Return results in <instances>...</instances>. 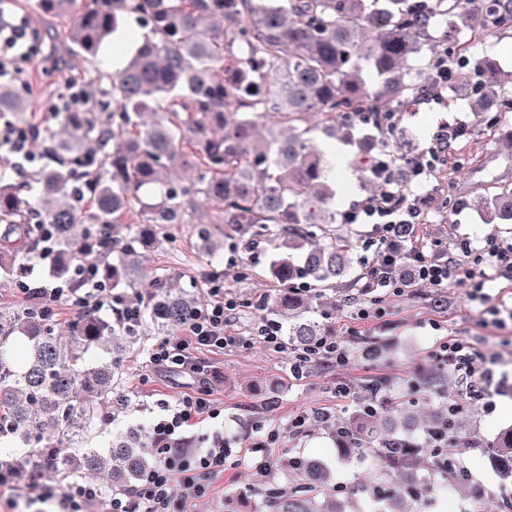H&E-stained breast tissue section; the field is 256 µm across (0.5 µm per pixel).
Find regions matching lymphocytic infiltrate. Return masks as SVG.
<instances>
[{
  "mask_svg": "<svg viewBox=\"0 0 512 512\" xmlns=\"http://www.w3.org/2000/svg\"><path fill=\"white\" fill-rule=\"evenodd\" d=\"M348 224H378L380 258L368 271V287L403 292L402 267H409L415 281L434 288L447 286L454 278L473 279L476 270L489 272L491 278L512 281V243L488 241L479 250L461 243L462 258L434 257L423 249L408 245L399 228L404 224L423 221L421 211L405 198L387 192L370 198L344 212ZM84 284L81 295H73L71 288L59 282L54 274L41 275L30 281H18L16 290L23 300L41 303L45 315H54L62 304L75 302L94 312L114 310L119 301L111 289L94 279V267L87 264L79 272ZM206 284L210 302L199 309L186 325L181 338L164 337L150 347L149 364L160 370L177 369L194 379V387L175 402H161V416L150 428L147 445L155 457V464L138 482L127 490L104 495L91 483L58 485L47 482L38 485L37 499L55 504L60 512H86L96 507L97 512H195L197 499L209 496L216 480L223 475L227 458L233 453L232 444L224 437V426L219 418L224 412L212 397L206 355L215 354L229 346L243 344L244 338L232 327L231 317L237 301L225 293L221 273L207 275ZM431 360L453 365L460 371L463 382L473 385L475 379L488 380L493 375L492 361L474 351L464 339L452 336L429 351ZM329 421V412L317 415L297 414L287 426L260 418L251 429L264 438L268 448L279 447L288 437L306 433L312 419ZM212 420L213 428L199 437L189 436L188 427L204 420Z\"/></svg>",
  "mask_w": 512,
  "mask_h": 512,
  "instance_id": "f902f5d3",
  "label": "lymphocytic infiltrate"
}]
</instances>
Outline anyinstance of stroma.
<instances>
[{
  "label": "stroma",
  "mask_w": 512,
  "mask_h": 512,
  "mask_svg": "<svg viewBox=\"0 0 512 512\" xmlns=\"http://www.w3.org/2000/svg\"><path fill=\"white\" fill-rule=\"evenodd\" d=\"M0 8L28 22L30 50L26 57L15 60L10 78L39 117L53 111L69 84L84 83L98 65L114 71L131 50L123 36H116L111 50L105 51L96 64L69 49L64 18L37 11L33 0H0ZM400 123L426 147L434 145L441 125L459 123L466 128L465 136L452 142L447 157L440 162L439 175L412 185L409 200L425 218L424 223L413 227L412 245L423 246L431 254L446 252L457 258L461 255L458 244L463 240L475 249L490 238L512 241V224L484 223L481 204L483 196L512 188V155L499 147L501 134L512 131V112L494 131L487 130L482 114L470 111L464 101L418 105L414 111L401 114ZM213 215V210L203 205L188 216L186 223L157 225L158 242L146 253L147 270L169 273L174 290L196 295L203 305L209 297L202 275L223 272L225 290L238 302L234 328L250 339L247 345L229 347L209 357L215 373L213 394L224 406V433L247 440L248 446L228 459L212 495L199 500V512H223L231 497L240 500L239 512H260L259 489L274 487L289 494L299 486L290 466L295 457L323 460L332 473L331 494L351 498L352 512H367L369 497L358 486L374 478L376 459L369 451L341 458L334 442L336 427H352L356 403L369 380L385 379L386 394L393 397L406 390L402 365L415 367L420 376L436 371V364L426 360L425 352L439 338L466 339L487 356L505 346L512 348V282L486 283L489 300L483 304L471 302V282L452 280L438 289L417 282L399 295L383 293L381 305L386 315L381 321L353 316L372 298L363 289V279L339 284L320 295L312 290L304 292L303 298L316 317L349 350L350 361L342 367L315 362L298 376L291 370L290 351L273 349L252 337L266 315L257 307V300L272 299L279 289L267 272L272 247L264 241L248 247L245 236L226 233L224 225L213 223ZM200 221L210 224L209 240L197 235L196 224ZM231 258L236 264L230 269L226 263ZM434 296L441 299V307L431 306ZM435 321L440 322V330L432 329ZM158 337V332L149 327L139 328L136 343L123 356L115 420L109 432L96 438L97 447L108 448L112 433L152 424L160 414V401L175 402L192 387L189 376L147 364L146 352ZM443 370L448 378L447 392L411 393L403 408L425 426L447 407L449 397H463L476 445L455 456V466L464 476L449 485L447 497L433 491L419 492L411 499L414 512H482L487 501H512V481L498 475L487 450L488 442L500 430L512 426V412L503 410L504 405L512 403V364L506 365L505 377L494 378L487 402L470 396L453 367ZM340 384L348 387L347 396H337ZM321 409L334 415L333 423H313L308 434L275 449L269 476L252 469L251 459L261 442L251 430L253 420L267 418L283 425L297 413Z\"/></svg>",
  "instance_id": "stroma-1"
}]
</instances>
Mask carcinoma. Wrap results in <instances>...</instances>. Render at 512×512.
<instances>
[{"instance_id":"1","label":"carcinoma","mask_w":512,"mask_h":512,"mask_svg":"<svg viewBox=\"0 0 512 512\" xmlns=\"http://www.w3.org/2000/svg\"><path fill=\"white\" fill-rule=\"evenodd\" d=\"M78 9H73L75 4ZM37 9L70 19L67 40L86 56L103 53L128 18L138 32L127 37L133 52L114 73L98 70L83 85L80 105L52 118L64 136L43 126V165L34 191L24 190L0 171V224L32 234L31 223L49 230L53 273L70 288L81 249L104 243L111 261H96L105 286L155 288L141 319L159 330L180 326L196 301L172 293L169 277L144 271L141 247L151 224H175L201 204L217 205V224H246L275 250L269 272L285 285L272 310L288 312L283 338L294 348L313 347L326 336L323 325L296 300L290 284L334 288L357 270L349 240L336 235V158L323 134L352 140L355 125L367 139L346 172L362 188L409 196L413 179L406 159L423 148L397 115L410 111L436 77L435 63L446 53L448 100L471 98L474 112L492 102L512 111V72L490 58L464 60L461 43L512 29V0H34ZM112 112H103V99ZM314 126L299 128L309 114ZM15 133L28 134L30 113L12 81H0V119ZM264 142H253L257 126ZM388 166L390 184L372 177L377 162ZM191 169L189 177L173 176ZM92 199L89 208L83 197ZM144 216L134 236L111 230L134 212ZM490 224L512 222V191L483 201ZM305 249L301 262L291 251ZM58 334L53 320L26 304L0 308V456L16 476L32 483L54 472L66 482L84 471L106 470L107 489L136 483L154 462L139 430L112 437L108 450L91 444L112 424L116 363L95 362L90 350L111 345L123 351L134 330L116 318L79 312ZM21 334L27 361L17 369L9 350ZM369 440L342 437L355 451L377 443L378 479L392 475L416 480L439 471L453 483L451 464L438 466L416 443L417 428L402 416L400 428L379 430L378 419L358 416ZM431 427L448 433L445 455L473 443L459 415L441 413ZM74 449L71 456L62 455ZM498 473L512 479V428L489 445ZM308 489L291 495L261 491L268 512H347L327 495L331 475L322 463L302 467ZM373 512H409L404 496L377 497Z\"/></svg>"}]
</instances>
